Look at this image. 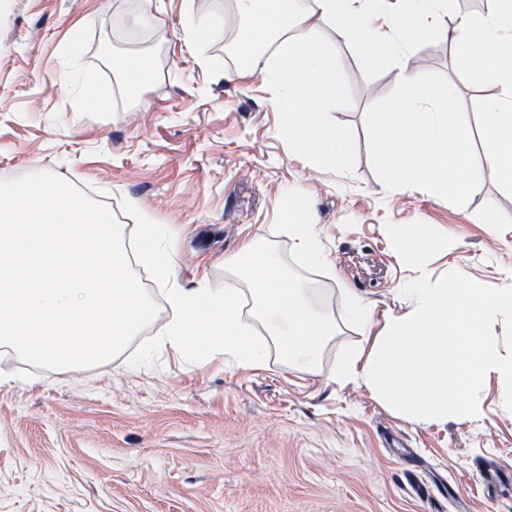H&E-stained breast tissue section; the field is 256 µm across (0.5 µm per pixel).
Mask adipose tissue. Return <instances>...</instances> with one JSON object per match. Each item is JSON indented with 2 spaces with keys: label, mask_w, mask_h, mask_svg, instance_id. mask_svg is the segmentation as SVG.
<instances>
[{
  "label": "adipose tissue",
  "mask_w": 512,
  "mask_h": 512,
  "mask_svg": "<svg viewBox=\"0 0 512 512\" xmlns=\"http://www.w3.org/2000/svg\"><path fill=\"white\" fill-rule=\"evenodd\" d=\"M398 12L385 0H235L241 26L237 55L249 71L275 91L274 105L288 117V140L311 169L333 166L347 152L345 131L325 118L338 81L333 61L345 45H356L371 61L389 67L397 89L385 104L403 113L426 145L415 170L399 181L401 191L431 189L455 201L464 200L485 179L512 189V0H485L480 15L456 11L455 0H401ZM435 33L448 42L456 58L487 76L495 87L482 100L483 162L469 161L465 133L467 113L458 111L455 84L427 91L410 64L415 41ZM82 37L69 39L67 89L83 110L101 111L109 91L81 64ZM241 270L253 301V314L289 364L316 371L338 330L333 314L312 304L311 292L291 278L273 248L250 244L243 259H231Z\"/></svg>",
  "instance_id": "obj_1"
}]
</instances>
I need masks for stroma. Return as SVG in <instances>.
<instances>
[{
    "label": "stroma",
    "mask_w": 512,
    "mask_h": 512,
    "mask_svg": "<svg viewBox=\"0 0 512 512\" xmlns=\"http://www.w3.org/2000/svg\"><path fill=\"white\" fill-rule=\"evenodd\" d=\"M189 4L237 32L231 0H162L136 29L138 0H0V171L59 174L108 204L128 236L125 204L137 200L173 229L184 288L228 285V260L248 243L270 245L339 330L314 372L274 349L241 366L221 352L191 363L167 346L154 365L134 367L132 343L107 363L65 370L0 351V512H512V484L490 490L479 476L512 471L502 381L483 385L481 425H419L334 375L344 347L367 345L347 315L351 298L378 331L404 310L402 289L417 276L386 223L421 221L454 237L427 262L431 280L457 271L499 288L512 281V191L488 179L460 205L396 189L397 165L377 150L399 122L381 110L396 88L351 47L336 57L328 113L349 150L336 168L310 171L288 147L273 90L233 44H212L201 63L182 25ZM75 30L87 72L112 90L99 112L80 111L65 89ZM142 52L157 62L154 81L116 83L110 57ZM411 64L430 88L455 83L459 109L478 115L488 88L448 43L422 37ZM292 204L312 214L324 265L304 263L285 234ZM415 462L432 499L407 488Z\"/></svg>",
    "instance_id": "stroma-1"
}]
</instances>
